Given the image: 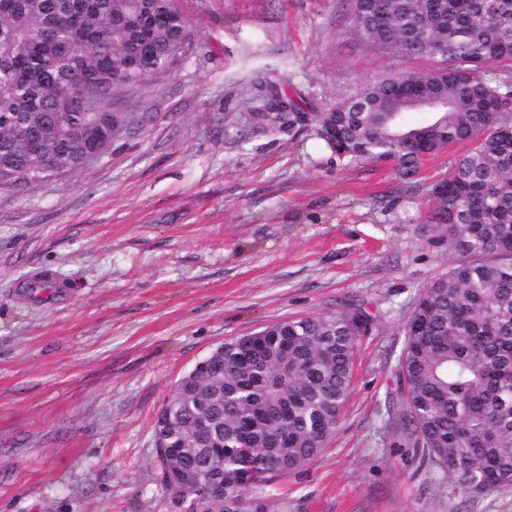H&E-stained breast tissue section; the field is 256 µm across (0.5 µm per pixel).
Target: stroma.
Listing matches in <instances>:
<instances>
[{
	"label": "stroma",
	"mask_w": 512,
	"mask_h": 512,
	"mask_svg": "<svg viewBox=\"0 0 512 512\" xmlns=\"http://www.w3.org/2000/svg\"><path fill=\"white\" fill-rule=\"evenodd\" d=\"M187 56L108 105L119 129L81 169L0 187V512H172L154 423L225 340L350 301L375 319L317 460L270 494L288 512H512L400 447L388 418L403 328L456 253L422 231L431 185L336 158L309 125L270 132L257 76L323 110L424 62L353 37L343 0H185ZM47 278L51 292H31Z\"/></svg>",
	"instance_id": "35a3bbf8"
}]
</instances>
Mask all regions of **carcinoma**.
I'll list each match as a JSON object with an SVG mask.
<instances>
[{
  "instance_id": "carcinoma-1",
  "label": "carcinoma",
  "mask_w": 512,
  "mask_h": 512,
  "mask_svg": "<svg viewBox=\"0 0 512 512\" xmlns=\"http://www.w3.org/2000/svg\"><path fill=\"white\" fill-rule=\"evenodd\" d=\"M351 33L421 72L394 74L322 112L292 111L340 158L386 162L406 183L426 155L469 145L435 183L432 243L460 260L420 292L404 327L391 422L407 448L462 493L512 486V0H346ZM0 159L3 186L44 182L29 173L21 130L46 137L66 110L73 78L105 85L122 65L142 91L190 50L194 31L180 0H0ZM425 121L407 125L403 114ZM375 320L348 303L331 315L265 326L221 344L202 373L175 384L154 426L156 458L173 508L271 512L268 489L315 461L347 399L361 337ZM206 416L220 437L194 447ZM223 467L215 473L210 458ZM221 489L220 500L208 490Z\"/></svg>"
}]
</instances>
